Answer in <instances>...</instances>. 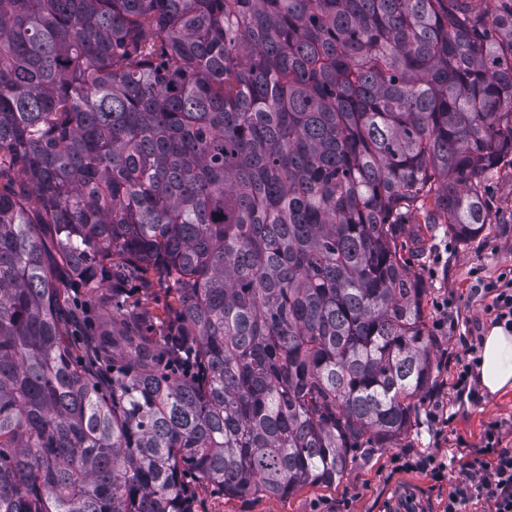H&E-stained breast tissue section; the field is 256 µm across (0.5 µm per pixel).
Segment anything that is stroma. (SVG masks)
I'll use <instances>...</instances> for the list:
<instances>
[{"mask_svg": "<svg viewBox=\"0 0 512 512\" xmlns=\"http://www.w3.org/2000/svg\"><path fill=\"white\" fill-rule=\"evenodd\" d=\"M492 222L475 239L458 241L444 224H419L417 235H405L402 257L424 290L423 308L431 334L433 377L417 401L407 432L392 445L356 452L334 486L308 485L286 498L230 499L212 485L196 486L192 512H443L451 482L429 473L396 468L393 459L410 453L452 459L481 448L490 422L512 424V389L479 401L458 398L455 382L469 329H488L484 303L474 291L477 275L493 276L512 264V169L503 168L487 183ZM453 298V319L436 331L438 302Z\"/></svg>", "mask_w": 512, "mask_h": 512, "instance_id": "1", "label": "stroma"}]
</instances>
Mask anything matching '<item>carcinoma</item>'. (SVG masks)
<instances>
[{"instance_id": "cac0c4a2", "label": "carcinoma", "mask_w": 512, "mask_h": 512, "mask_svg": "<svg viewBox=\"0 0 512 512\" xmlns=\"http://www.w3.org/2000/svg\"><path fill=\"white\" fill-rule=\"evenodd\" d=\"M505 166L512 0H0V512L335 484L430 384L406 221Z\"/></svg>"}]
</instances>
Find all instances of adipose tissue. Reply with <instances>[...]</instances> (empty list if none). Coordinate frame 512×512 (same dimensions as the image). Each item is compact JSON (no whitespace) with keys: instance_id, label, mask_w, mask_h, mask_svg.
<instances>
[{"instance_id":"ef3b65f1","label":"adipose tissue","mask_w":512,"mask_h":512,"mask_svg":"<svg viewBox=\"0 0 512 512\" xmlns=\"http://www.w3.org/2000/svg\"><path fill=\"white\" fill-rule=\"evenodd\" d=\"M475 374L481 389L495 394L512 388V332L494 326L481 341Z\"/></svg>"}]
</instances>
